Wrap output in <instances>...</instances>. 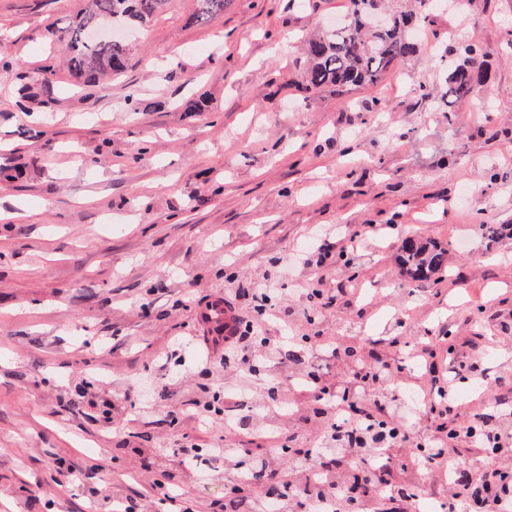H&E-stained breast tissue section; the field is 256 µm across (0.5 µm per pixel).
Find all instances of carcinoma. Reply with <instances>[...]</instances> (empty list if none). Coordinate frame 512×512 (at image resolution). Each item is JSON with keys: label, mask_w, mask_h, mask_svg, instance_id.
<instances>
[{"label": "carcinoma", "mask_w": 512, "mask_h": 512, "mask_svg": "<svg viewBox=\"0 0 512 512\" xmlns=\"http://www.w3.org/2000/svg\"><path fill=\"white\" fill-rule=\"evenodd\" d=\"M382 0H350L346 22L327 29L306 44L308 66L303 82L308 90L332 87L338 92L352 87L374 86L382 81L389 69L415 52V44L405 34L409 15H391L387 30L377 33L365 31L367 5ZM169 0H85L79 16L68 27L65 53L68 64L77 75L95 76L117 73L124 69L133 51L125 42L89 41L86 29L103 25L144 27L162 12ZM229 0H196L192 16L195 23H208L224 14ZM466 63L448 72V105L469 100L474 88L481 83L482 73L475 66V49L463 47ZM445 251L437 244L420 236L405 243L400 254V269L404 276L421 281L431 277L445 266ZM343 355L363 382L388 379V373L376 366H365L361 347L345 345Z\"/></svg>", "instance_id": "1"}]
</instances>
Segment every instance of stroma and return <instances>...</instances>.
Returning a JSON list of instances; mask_svg holds the SVG:
<instances>
[{"instance_id":"obj_1","label":"stroma","mask_w":512,"mask_h":512,"mask_svg":"<svg viewBox=\"0 0 512 512\" xmlns=\"http://www.w3.org/2000/svg\"><path fill=\"white\" fill-rule=\"evenodd\" d=\"M81 6L0 0V512H106L150 495L153 471L206 512H255L222 469L182 470L172 451L189 439L286 467L281 446L322 447L340 409L299 382L319 363L349 377L327 343L388 367L357 405L406 435L391 486L424 483L407 462L436 434L402 414L423 344L479 357V383L437 358L460 417L512 410V234L480 230L512 224V0H399L415 54L340 94L305 90L301 42L349 0H229L206 25L188 21L195 0H170L126 69L95 79L63 54ZM465 43L484 72L473 121L445 104ZM356 230L362 248L319 262ZM417 233L448 253L422 282L398 265ZM215 296L254 328L247 385L199 327ZM283 333L302 356L286 369L258 354ZM207 402L223 416H197Z\"/></svg>"}]
</instances>
